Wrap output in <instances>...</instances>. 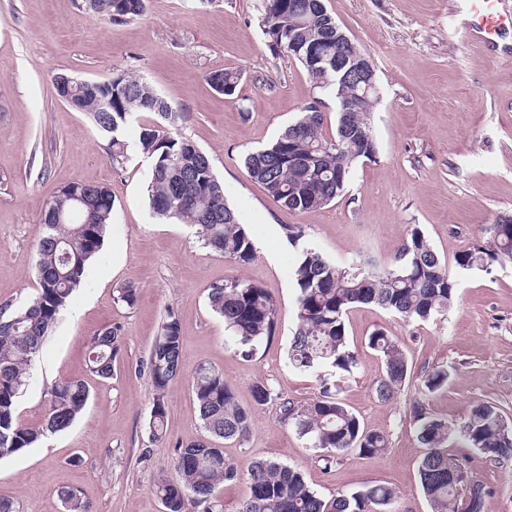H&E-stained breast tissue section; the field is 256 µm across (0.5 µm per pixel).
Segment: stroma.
<instances>
[{
  "mask_svg": "<svg viewBox=\"0 0 512 512\" xmlns=\"http://www.w3.org/2000/svg\"><path fill=\"white\" fill-rule=\"evenodd\" d=\"M325 3L374 64L378 154L354 167L344 195L329 206L296 213L251 180L243 159L275 140L316 96L324 132L334 134L336 103L313 90L298 61L270 52L259 27L262 0H148L142 17L124 23L76 0H0V304L35 296L38 227L62 187L102 183L114 200L103 246L46 338L17 416L41 426L52 385L67 379L86 382L91 400L68 430L0 458V497L20 512H59L55 491L62 486L80 490L95 512H164L158 475L172 471L181 446L205 435L192 393L202 363L223 371L239 404L253 411L250 433L221 443L238 472L219 490L224 512H239L260 459L299 468L327 499L381 484L397 494L394 512H432L419 479L423 448L412 404L419 375L436 367L447 368L449 380L427 397L428 412L456 423L485 400L512 420V262L487 271L453 267L458 291L444 317L407 323L373 305L351 309L346 329L359 365L340 380V395L365 430L387 436L377 458L353 452L324 467L316 450L278 422L273 406L253 401L254 385L263 382L301 402L320 391L314 377L288 364L299 250L285 225L302 226L303 244L333 261L360 257L382 268L410 226L452 263L483 228L512 215V29L503 31V47L466 36L459 0ZM117 70L143 76L186 113L182 134L210 156L227 203L251 233L250 264L225 260L187 225L152 217L149 160L133 151L113 166L88 116L56 94V75L102 80ZM222 70L240 76L234 96L207 81ZM232 276L261 285L279 305L274 335L250 358L227 344L223 320L208 307L210 286ZM127 284L137 290L131 306L116 299ZM170 313L179 321L184 368L160 394L166 418L157 439L149 420L158 394L147 362ZM111 324L120 326L121 339L104 382L89 371L86 346ZM379 329L401 339L413 373L387 402L377 395L382 362L366 345ZM453 452L489 487L483 512H512V461L495 463L461 444Z\"/></svg>",
  "mask_w": 512,
  "mask_h": 512,
  "instance_id": "1",
  "label": "stroma"
}]
</instances>
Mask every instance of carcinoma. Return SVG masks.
I'll use <instances>...</instances> for the list:
<instances>
[{
	"label": "carcinoma",
	"mask_w": 512,
	"mask_h": 512,
	"mask_svg": "<svg viewBox=\"0 0 512 512\" xmlns=\"http://www.w3.org/2000/svg\"><path fill=\"white\" fill-rule=\"evenodd\" d=\"M145 10L146 0H97L92 8L114 22L139 18ZM336 24L334 15L320 12L315 0H262L260 28L269 49L297 60L314 88L339 101L357 86L336 74V44L321 47L317 55L306 53L316 35ZM208 80L226 96L234 95L239 85V76L229 70L212 72ZM108 98L112 108L105 111L103 100ZM69 99L68 105L86 113L106 139L114 165L123 164L127 157L129 143L122 130L131 114L154 113L158 121L141 126L135 142V148L152 160L147 200L153 215L195 228L205 247L237 265L245 266L254 259V243L227 205L224 184L211 159L178 133L184 113L174 110L144 78L116 71L106 79L74 85ZM372 112L367 103L362 112L337 113L335 134L327 136L322 114L304 110L268 146L247 154L244 166L249 176L288 210L321 209L344 194L356 163L375 159L378 145ZM76 195L84 196L86 204L72 216ZM113 204L111 190L101 183L77 180L60 189L47 204L38 230L36 295L24 306L0 307V457L30 448L49 433L66 431L90 399L83 380H63L51 387L42 427H25L16 415L18 398L28 385L45 337L81 285L87 264L101 249ZM504 262H512V215L500 216L485 235L455 257V265L462 270L486 271ZM294 288L296 330L288 348V364L313 376L320 393L302 403L259 383L253 388L254 402L258 406L275 404L278 422L317 450L326 468L350 451L374 459L388 448L387 436L362 428L339 391L330 386L332 378L350 375L358 365L346 334L347 311L359 304H373L406 322L425 321L448 311L457 282L415 226L391 265L380 270L371 269L361 259L339 264L311 247H302L294 269ZM208 305L224 320L237 351L245 358L253 357L258 342L272 336L276 328L277 301L243 277L211 285ZM119 340L120 328L110 325L90 339L87 363L98 377L112 378ZM368 346L379 353L384 364L377 392L381 400L389 401L405 388L410 377L408 361L398 337L385 331L369 336ZM147 367L156 390L149 425L158 439L166 415L163 391L183 370L180 327L172 314L162 324ZM447 384L445 369H435L423 380L429 394ZM192 389L207 439L179 449L173 471L158 476L155 491L166 512H183L188 494L203 505V512H224L218 490L237 478V470L213 440L246 437L252 412L237 403L224 373L212 366L201 364L195 369ZM413 413L419 442L426 448L419 476L432 512H483L489 488L483 486L469 495L461 492L464 481L458 474L467 464L450 452L448 444L462 440L489 460L511 459L512 423L490 402L474 404L457 424L427 412L419 399L414 400ZM56 497L62 512H91L74 488H59ZM395 497L394 489L375 484L326 500L307 485L300 469L265 459L251 469L249 496L240 512H391Z\"/></svg>",
	"instance_id": "cac0c4a2"
}]
</instances>
